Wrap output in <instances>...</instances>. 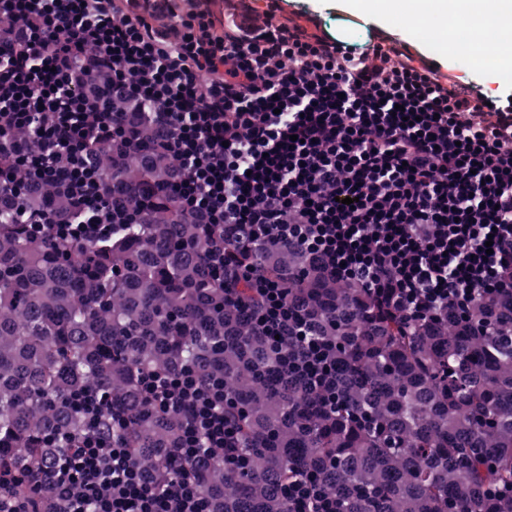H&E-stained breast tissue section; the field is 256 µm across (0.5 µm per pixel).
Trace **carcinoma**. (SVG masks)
<instances>
[{"label":"carcinoma","instance_id":"cac0c4a2","mask_svg":"<svg viewBox=\"0 0 512 512\" xmlns=\"http://www.w3.org/2000/svg\"><path fill=\"white\" fill-rule=\"evenodd\" d=\"M148 156L124 162L127 197ZM0 204V462L43 471L72 447L87 386L112 404L105 429L162 478L180 415L145 403L147 370L224 381L236 452L201 467L210 512H288L284 485L320 476L341 512H512V297L468 317L398 318L363 288L326 276L293 245L260 241L248 262L285 277L311 332L333 345L336 406L284 376L247 313L224 299L233 271L206 263L213 232L153 219L96 241L35 236Z\"/></svg>","mask_w":512,"mask_h":512}]
</instances>
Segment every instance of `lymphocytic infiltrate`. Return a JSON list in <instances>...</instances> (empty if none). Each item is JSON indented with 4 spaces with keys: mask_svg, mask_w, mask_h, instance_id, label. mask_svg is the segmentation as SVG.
Here are the masks:
<instances>
[{
    "mask_svg": "<svg viewBox=\"0 0 512 512\" xmlns=\"http://www.w3.org/2000/svg\"><path fill=\"white\" fill-rule=\"evenodd\" d=\"M144 125L173 177L113 200L102 157L138 151ZM45 190L61 208L30 206ZM0 194L18 223L62 239H99L147 208L237 225L233 249L210 245L209 270L240 269L254 331L332 406L331 346L247 263L249 241L295 244L413 319L512 295V91L476 87L381 29L340 39L282 0H0ZM140 384L183 415L177 476L149 477L108 441L109 402L89 388L87 427L44 485L17 496L21 475L0 467V512H209L193 463L238 442L223 383L152 371ZM284 491L290 512H339L314 474Z\"/></svg>",
    "mask_w": 512,
    "mask_h": 512,
    "instance_id": "1",
    "label": "lymphocytic infiltrate"
}]
</instances>
